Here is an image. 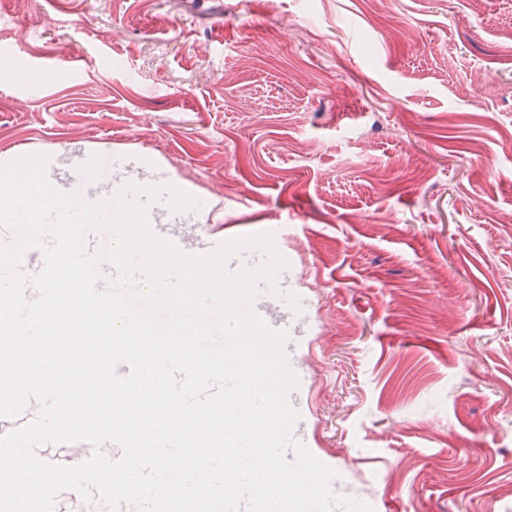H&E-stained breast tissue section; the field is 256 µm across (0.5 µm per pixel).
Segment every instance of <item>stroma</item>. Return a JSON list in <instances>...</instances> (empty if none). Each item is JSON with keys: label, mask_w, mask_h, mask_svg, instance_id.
Returning <instances> with one entry per match:
<instances>
[{"label": "stroma", "mask_w": 512, "mask_h": 512, "mask_svg": "<svg viewBox=\"0 0 512 512\" xmlns=\"http://www.w3.org/2000/svg\"><path fill=\"white\" fill-rule=\"evenodd\" d=\"M371 7L0 0V158L82 160L89 204L132 160L271 230L334 494L512 512V0Z\"/></svg>", "instance_id": "stroma-1"}]
</instances>
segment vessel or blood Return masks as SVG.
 <instances>
[{
    "label": "vessel or blood",
    "instance_id": "b4317fda",
    "mask_svg": "<svg viewBox=\"0 0 512 512\" xmlns=\"http://www.w3.org/2000/svg\"><path fill=\"white\" fill-rule=\"evenodd\" d=\"M152 230L168 240L172 239L173 235L184 234L191 239L194 252L200 256L226 243L224 237L204 231L199 224H156ZM252 309L273 330L285 335V350L289 363L292 369H300L299 348L306 317L303 307L289 299L286 280L278 279L273 286L260 284L252 302ZM38 415L37 402L29 401L18 415L0 418V437L30 424ZM34 453L42 461L66 467L79 466L97 453L113 460L122 456L120 446L115 443L109 442L97 447L83 440L42 443L35 447ZM100 499V494L95 493L86 501L76 490L65 489L56 495L53 512H89L91 505Z\"/></svg>",
    "mask_w": 512,
    "mask_h": 512
}]
</instances>
